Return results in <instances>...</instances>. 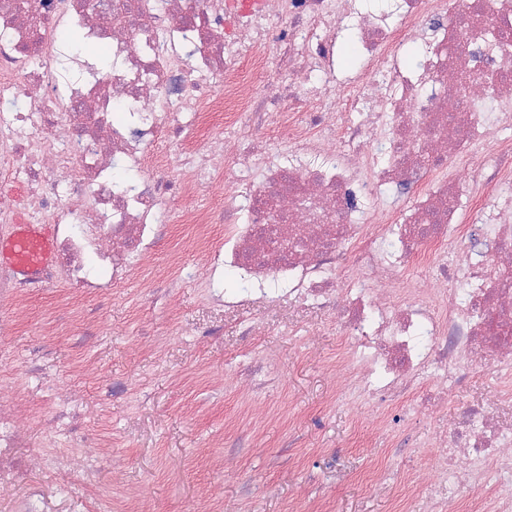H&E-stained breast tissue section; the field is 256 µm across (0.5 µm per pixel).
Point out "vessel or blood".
<instances>
[{
    "instance_id": "1",
    "label": "vessel or blood",
    "mask_w": 512,
    "mask_h": 512,
    "mask_svg": "<svg viewBox=\"0 0 512 512\" xmlns=\"http://www.w3.org/2000/svg\"><path fill=\"white\" fill-rule=\"evenodd\" d=\"M54 262L53 232L48 224H16L0 237V265L26 279H39Z\"/></svg>"
}]
</instances>
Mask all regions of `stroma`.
<instances>
[{"label": "stroma", "mask_w": 512, "mask_h": 512, "mask_svg": "<svg viewBox=\"0 0 512 512\" xmlns=\"http://www.w3.org/2000/svg\"><path fill=\"white\" fill-rule=\"evenodd\" d=\"M224 230L173 225L108 296L62 279L0 296L13 328L0 336V402L18 440L0 512H428L430 462L409 469L388 448L438 434L512 381L480 367L434 416L364 419L339 388L346 341L330 316L284 300L225 313L230 271L198 287ZM247 322L261 333L242 335ZM259 358L275 391L240 377Z\"/></svg>", "instance_id": "obj_1"}]
</instances>
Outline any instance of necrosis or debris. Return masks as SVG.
<instances>
[{
    "mask_svg": "<svg viewBox=\"0 0 512 512\" xmlns=\"http://www.w3.org/2000/svg\"><path fill=\"white\" fill-rule=\"evenodd\" d=\"M392 5L0 0V230L52 225L51 278L88 292L171 224L226 225L201 286L229 269L251 291L225 310L273 288L325 310L369 418L512 375V0ZM393 185L409 195L385 201ZM395 452L433 462L431 497L494 481L512 512L504 410L467 404Z\"/></svg>",
    "mask_w": 512,
    "mask_h": 512,
    "instance_id": "necrosis-or-debris-1",
    "label": "necrosis or debris"
}]
</instances>
